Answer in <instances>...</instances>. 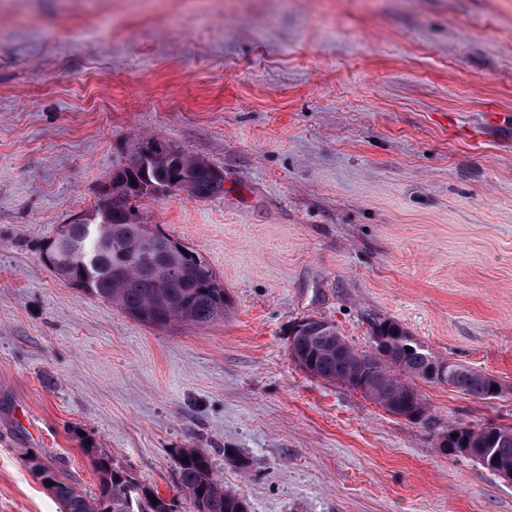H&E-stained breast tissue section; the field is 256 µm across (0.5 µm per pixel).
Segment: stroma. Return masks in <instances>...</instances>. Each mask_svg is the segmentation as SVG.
<instances>
[{
  "label": "stroma",
  "instance_id": "stroma-1",
  "mask_svg": "<svg viewBox=\"0 0 512 512\" xmlns=\"http://www.w3.org/2000/svg\"><path fill=\"white\" fill-rule=\"evenodd\" d=\"M512 0H0V512H61L29 456L95 493V448L194 512L205 450L251 512H512V486L442 451L512 426ZM224 172V193L139 199L232 306L159 328L42 256L137 137ZM369 347L396 321L495 375L477 400L417 380L393 416L288 352L306 317ZM461 429L469 430L470 431V435L473 436V438L475 440L476 439H480L481 442H485V441L489 440L490 433H484V428L474 429V428H469V427L455 426V427L449 428L448 432H443L440 435L441 438L439 436V440L437 441V446L438 447H446V445H448V441L453 443L451 434H456V432H458ZM442 435H447L448 436V441ZM455 441L457 442V444L459 446V448H456L459 453L464 454V456L471 454V444H472V441H471L470 437L467 434L466 435H464V434L461 435V432H459L458 434H456Z\"/></svg>",
  "mask_w": 512,
  "mask_h": 512
}]
</instances>
